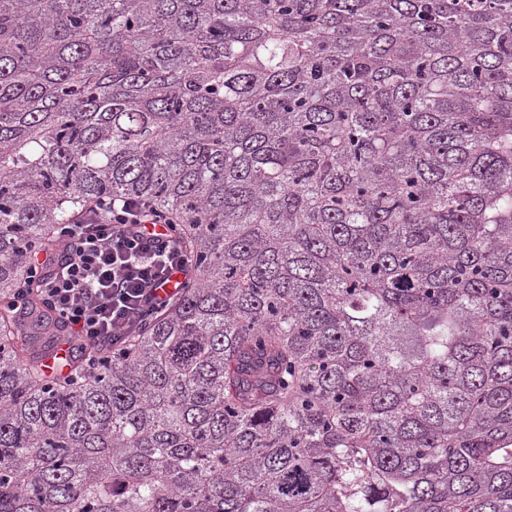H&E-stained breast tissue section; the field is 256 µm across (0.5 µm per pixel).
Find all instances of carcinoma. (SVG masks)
<instances>
[{"label":"carcinoma","instance_id":"obj_1","mask_svg":"<svg viewBox=\"0 0 512 512\" xmlns=\"http://www.w3.org/2000/svg\"><path fill=\"white\" fill-rule=\"evenodd\" d=\"M100 196L193 270L74 389ZM0 512H512V0H0Z\"/></svg>","mask_w":512,"mask_h":512}]
</instances>
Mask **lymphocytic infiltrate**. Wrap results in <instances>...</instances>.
Listing matches in <instances>:
<instances>
[{"label":"lymphocytic infiltrate","instance_id":"lymphocytic-infiltrate-1","mask_svg":"<svg viewBox=\"0 0 512 512\" xmlns=\"http://www.w3.org/2000/svg\"><path fill=\"white\" fill-rule=\"evenodd\" d=\"M176 224L146 200L97 198L61 225L68 254L38 259L28 280L42 282L48 308L85 345L118 346L170 302L164 286L172 276L189 273Z\"/></svg>","mask_w":512,"mask_h":512}]
</instances>
